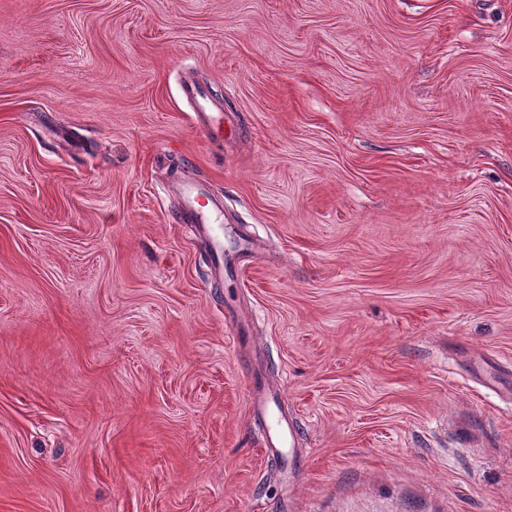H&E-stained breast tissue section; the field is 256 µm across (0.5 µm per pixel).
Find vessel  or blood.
Instances as JSON below:
<instances>
[{
    "label": "vessel or blood",
    "mask_w": 512,
    "mask_h": 512,
    "mask_svg": "<svg viewBox=\"0 0 512 512\" xmlns=\"http://www.w3.org/2000/svg\"><path fill=\"white\" fill-rule=\"evenodd\" d=\"M181 93L192 104L197 125L209 137L222 136L224 131L233 128L231 117L223 109L214 107L209 89L195 81L186 80L181 84ZM175 188L179 197L177 223L194 225L198 234L207 239L210 273L215 278L223 277L224 266L228 264L230 255L243 248L240 239L224 232L223 198L212 195L209 186L203 182H179ZM257 410L267 423L264 430L266 447L276 453L291 447L294 441L293 431L272 407L270 397L259 398Z\"/></svg>",
    "instance_id": "obj_1"
}]
</instances>
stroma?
I'll return each instance as SVG.
<instances>
[{
  "instance_id": "stroma-1",
  "label": "stroma",
  "mask_w": 512,
  "mask_h": 512,
  "mask_svg": "<svg viewBox=\"0 0 512 512\" xmlns=\"http://www.w3.org/2000/svg\"><path fill=\"white\" fill-rule=\"evenodd\" d=\"M0 512H512V0H0ZM183 98L192 104L197 125L211 138L224 136V131L234 129L237 124L224 113V109L215 108L209 89L193 80H184L181 84ZM175 189L179 197L176 222L193 224L198 234L207 239L210 273L213 278H223L230 255L244 247L241 239L224 234V199L212 195L204 182H175ZM273 396L267 395L258 398L257 410L266 419L267 426L264 429V441L266 448L274 453H282L284 448H291L294 443V434L275 409L270 405Z\"/></svg>"
}]
</instances>
